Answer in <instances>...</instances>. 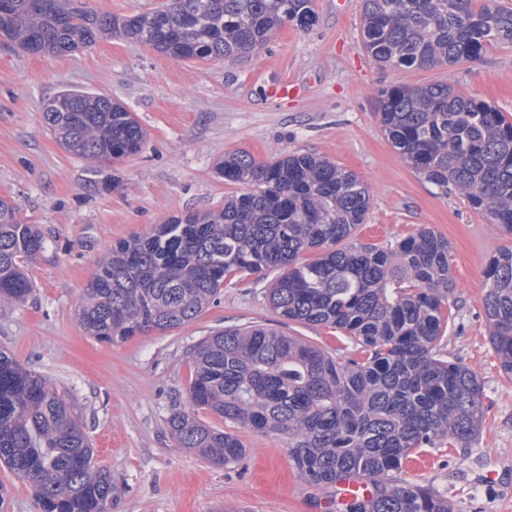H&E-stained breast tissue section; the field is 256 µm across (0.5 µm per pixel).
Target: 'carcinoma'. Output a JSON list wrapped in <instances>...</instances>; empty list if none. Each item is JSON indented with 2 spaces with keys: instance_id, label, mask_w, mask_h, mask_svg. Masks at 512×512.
<instances>
[{
  "instance_id": "carcinoma-1",
  "label": "carcinoma",
  "mask_w": 512,
  "mask_h": 512,
  "mask_svg": "<svg viewBox=\"0 0 512 512\" xmlns=\"http://www.w3.org/2000/svg\"><path fill=\"white\" fill-rule=\"evenodd\" d=\"M0 37L32 55H65L120 33L175 60L257 55L288 25H313V0H170L150 15L100 14L83 0H8ZM512 46V8L492 0H363L362 46L382 66H453ZM72 154L102 165L138 154L145 134L112 98L65 89L42 108ZM393 147L431 184L462 195L511 243L490 257L483 296L489 342L512 375V121L447 83L392 86L377 101ZM224 181L243 191L119 241L98 261L77 318L92 337L125 342L195 320L224 283L267 288L288 322L341 333L330 352L266 324L226 327L190 350L189 408L167 426L178 447L217 465L246 451L239 435L203 423L206 409L236 428L282 439L312 487L345 478L374 486L343 512H452L427 485L397 477L421 448L466 446L483 418V388L441 354L454 324L448 239L430 228L385 248L355 241L371 195L353 171L313 154L259 163L224 155ZM45 239L0 198V307L25 304V264ZM0 462L29 482L39 512H112L116 485L69 403L0 349Z\"/></svg>"
}]
</instances>
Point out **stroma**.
<instances>
[{
  "label": "stroma",
  "mask_w": 512,
  "mask_h": 512,
  "mask_svg": "<svg viewBox=\"0 0 512 512\" xmlns=\"http://www.w3.org/2000/svg\"><path fill=\"white\" fill-rule=\"evenodd\" d=\"M314 10L310 28L285 27L262 54L229 61H178L123 37L60 56L0 40V198L47 239L27 267L32 298L0 308V346L47 377L81 418L117 486L112 512H340L335 488L300 481L277 436L240 430L245 455L219 466L177 447L167 427L187 405L192 345L229 326H278L264 296L269 278L224 287L193 322L126 342L94 339L76 316L112 244L235 192L217 172L225 153L263 162L285 150L324 157L368 184L358 241L384 246L423 228L448 239L455 324L443 352L477 374L484 417L468 447L420 449L427 467L406 466L402 476L431 487L453 512H512V377L481 304L488 259L506 238L463 197L416 172L376 114L381 89L445 82L512 121V46L451 67H383L362 47V0H314ZM280 80L301 93L270 99L268 85ZM65 88L134 112L145 132L140 153L108 166L65 150L41 111Z\"/></svg>",
  "instance_id": "stroma-1"
}]
</instances>
